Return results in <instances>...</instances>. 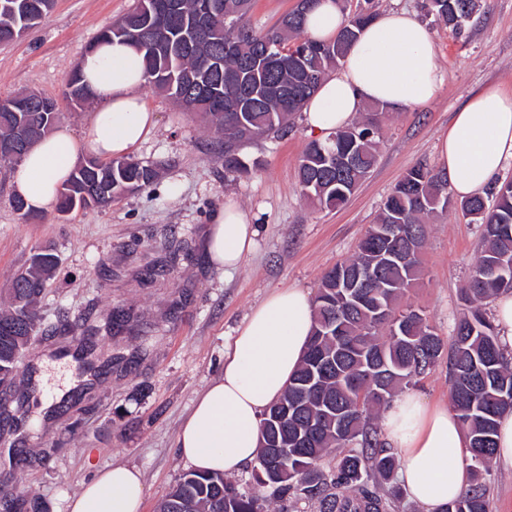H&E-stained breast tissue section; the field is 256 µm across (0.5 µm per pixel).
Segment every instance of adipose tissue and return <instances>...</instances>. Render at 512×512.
<instances>
[{
    "label": "adipose tissue",
    "instance_id": "1",
    "mask_svg": "<svg viewBox=\"0 0 512 512\" xmlns=\"http://www.w3.org/2000/svg\"><path fill=\"white\" fill-rule=\"evenodd\" d=\"M345 23L336 0H319L303 33L329 41ZM427 30L409 14L390 11L367 25L305 108L310 133L346 128L365 104L404 110L434 99L444 84ZM79 69L94 107L80 132L58 126L35 144L15 172L11 191L36 212L59 203V193L82 153L110 159L130 155L156 128L141 94V54L129 43L96 44ZM512 164V93L492 87L468 99L437 145V166L460 198L477 195ZM259 228L236 202L213 212L206 228V256L217 269H237L252 252ZM314 305L299 288L272 291L224 346V370L196 397L179 427L176 448L194 468L239 473L254 465L260 422L280 398L297 367L313 326ZM385 439L401 461L398 479L425 512H441L469 485V438L447 403L418 395L394 398L381 416ZM141 472L115 464L84 484L69 512H142Z\"/></svg>",
    "mask_w": 512,
    "mask_h": 512
}]
</instances>
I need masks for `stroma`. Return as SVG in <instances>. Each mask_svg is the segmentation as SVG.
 <instances>
[{"mask_svg":"<svg viewBox=\"0 0 512 512\" xmlns=\"http://www.w3.org/2000/svg\"><path fill=\"white\" fill-rule=\"evenodd\" d=\"M367 2L426 26L445 84L425 104L384 110L377 162L342 208H319L301 193L297 166L312 139L303 117L281 136L243 143L256 168L232 181L223 135L147 86L157 126L135 156L159 166L151 187L105 209L54 210L27 223L10 206L16 168L0 165V308L32 254L52 250L62 268L37 304L40 332L6 391L27 424L15 431L0 422V486H20L45 512H68L96 471L123 463L142 472L143 512H154L189 468L175 448L178 428L252 308L276 288L315 292L325 271L354 255L406 172L433 166L439 137L468 97L512 90V0H482L460 37L427 14V0H344L350 12ZM132 6L56 0L35 29L0 46V98L36 89L61 99L66 74ZM229 199L260 233L255 251L226 273L207 261L204 231ZM480 250V227L460 209L432 219L423 276L400 305L422 310L443 341L465 310L459 290ZM478 478L489 512H512V468L490 463Z\"/></svg>","mask_w":512,"mask_h":512,"instance_id":"1","label":"stroma"}]
</instances>
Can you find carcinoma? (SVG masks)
<instances>
[{"mask_svg": "<svg viewBox=\"0 0 512 512\" xmlns=\"http://www.w3.org/2000/svg\"><path fill=\"white\" fill-rule=\"evenodd\" d=\"M177 16L158 13L159 0H136L133 10L105 27L100 38L129 42L143 56L146 83L174 99L186 112L203 115L224 135L225 177L251 172L237 152L241 143L277 137L290 117L302 111L318 85L329 76L374 18L364 8L346 18L335 40H298L305 14L316 0L292 14L288 24L261 30L249 21L250 0H181ZM55 0H0V43L37 25ZM480 7L479 0H428V12L456 34ZM277 56L265 58L266 47ZM65 91L81 108L90 99L78 70L67 74ZM22 97L29 111L19 119L14 98L0 99V143L18 145L0 163L17 165L52 132L60 114L44 109L47 96L30 90ZM244 99L239 113L229 102ZM381 137L378 113L368 112L350 127L309 142L299 159L302 195L327 209L345 205L375 166ZM159 176L152 163L133 157L101 161L90 157L67 180L76 206L60 200L59 211L103 208L137 185ZM493 203L481 195L460 202L448 192L447 174L418 166L409 170L387 196L377 222L370 226L356 255L328 270L314 299L312 333L298 370L282 397L264 412L260 453L252 483L229 481L222 473L189 470L159 503L157 512H268L263 490L281 503L307 499L318 512H391L402 490L396 480L398 458L386 448L374 416L395 393L418 383L448 353L451 402L469 438L475 467L484 466L496 448L497 420L512 411V355L497 339L487 302L512 292V178L494 183ZM455 206L480 225L481 251L461 289L468 307L455 325L450 347L431 331L421 311L401 308V295L420 279V254L407 265L383 262V253L406 251L426 239L425 219ZM57 256L33 254L9 288L0 309V370L16 368L36 330L38 298L57 273ZM367 280L362 299H350L341 284ZM288 446L279 457L269 444ZM336 453L334 464L322 466ZM485 491L467 488L441 512H488ZM0 512H38L34 501L0 486Z\"/></svg>", "mask_w": 512, "mask_h": 512, "instance_id": "1", "label": "carcinoma"}]
</instances>
